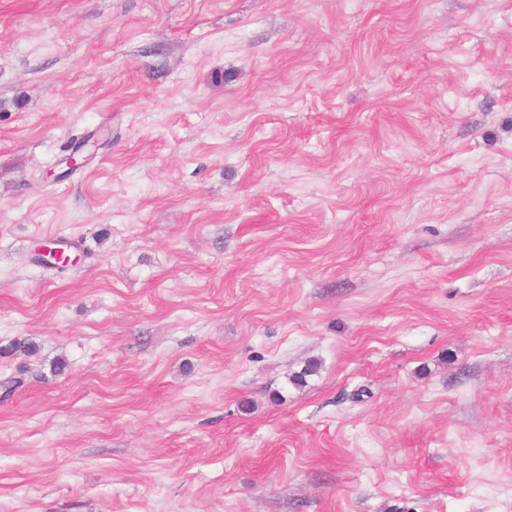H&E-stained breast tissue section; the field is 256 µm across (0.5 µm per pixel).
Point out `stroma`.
I'll return each mask as SVG.
<instances>
[{
    "label": "stroma",
    "mask_w": 512,
    "mask_h": 512,
    "mask_svg": "<svg viewBox=\"0 0 512 512\" xmlns=\"http://www.w3.org/2000/svg\"><path fill=\"white\" fill-rule=\"evenodd\" d=\"M0 512H512V0H0Z\"/></svg>",
    "instance_id": "obj_1"
}]
</instances>
